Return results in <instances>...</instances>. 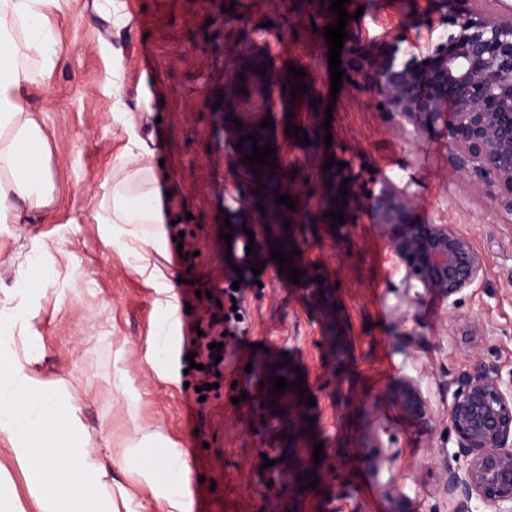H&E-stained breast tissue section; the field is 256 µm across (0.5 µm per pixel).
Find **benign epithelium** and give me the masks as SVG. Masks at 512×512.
I'll use <instances>...</instances> for the list:
<instances>
[{
  "instance_id": "7a95c632",
  "label": "benign epithelium",
  "mask_w": 512,
  "mask_h": 512,
  "mask_svg": "<svg viewBox=\"0 0 512 512\" xmlns=\"http://www.w3.org/2000/svg\"><path fill=\"white\" fill-rule=\"evenodd\" d=\"M457 32L448 36L423 65L398 58L399 48L364 57L356 43L345 66L356 84L370 86L378 105L419 138L439 129L448 140V168L485 196L497 211L512 217V7L502 0H441ZM346 176L370 221L390 234L403 271L401 299L412 304L420 291L452 298L473 287L485 272V259L468 234L452 224L412 223V183L389 177L366 178L348 164ZM246 233L231 232V255L249 266L260 251L241 258L238 244ZM448 405L463 469L448 467L450 512H472L478 501L491 512H512V383L500 367L478 356L458 381ZM400 407L421 428L434 420L419 382L403 378L397 386ZM376 468L395 455L379 436L369 444Z\"/></svg>"
}]
</instances>
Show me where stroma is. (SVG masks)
<instances>
[{
    "label": "stroma",
    "instance_id": "35a3bbf8",
    "mask_svg": "<svg viewBox=\"0 0 512 512\" xmlns=\"http://www.w3.org/2000/svg\"><path fill=\"white\" fill-rule=\"evenodd\" d=\"M358 4L363 13L346 32L369 56L395 47L401 58L422 60L454 30L437 0ZM118 5L117 24L95 0H58L60 60L26 101L51 149L52 201L0 233V292L18 276L10 258L35 236L59 244L45 263L78 270L47 286L33 307L43 338L33 376L74 398L99 450L122 447L137 426L158 433L155 455L175 444L187 464L191 512H448L447 468L465 464L448 420V382L474 355L512 378V223L449 170L441 133L417 138L401 129L368 87L346 82L331 94L323 29L337 15L327 0ZM294 66L309 88L296 100L286 89ZM225 93L228 110L217 104ZM116 110L132 125L113 118ZM291 124L308 145L288 137ZM258 128L281 157L278 185L295 209L280 210L243 161L252 144L240 136ZM133 132L152 153L170 237L156 263L174 280L178 306L175 335L151 358L146 348L162 322L158 295L93 219ZM329 158L411 182L414 223L468 233L485 257L479 284L452 301L425 292L400 302L393 288L402 273L389 239L365 211L340 228L329 217L307 220L331 179L321 166ZM288 220L305 227L301 246L318 285L291 283L272 260L249 275L239 294L246 332L238 359L225 367L218 395L196 404L184 336L221 314V288L238 278L224 252V225L262 233L266 250L279 251ZM473 318L480 328L470 340L462 325ZM410 333L412 345L403 340ZM279 376L289 387L276 395ZM405 377L419 380L428 397L432 430L404 416L396 387ZM304 393L314 405L301 402ZM376 434L396 455L392 471L369 465Z\"/></svg>",
    "mask_w": 512,
    "mask_h": 512
}]
</instances>
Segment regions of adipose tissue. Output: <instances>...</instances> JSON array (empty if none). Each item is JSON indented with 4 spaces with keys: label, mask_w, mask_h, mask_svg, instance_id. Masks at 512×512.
I'll return each instance as SVG.
<instances>
[{
    "label": "adipose tissue",
    "mask_w": 512,
    "mask_h": 512,
    "mask_svg": "<svg viewBox=\"0 0 512 512\" xmlns=\"http://www.w3.org/2000/svg\"><path fill=\"white\" fill-rule=\"evenodd\" d=\"M56 2L0 0V230L22 223L25 211L45 208L51 200L47 139L25 100L37 76L59 60L50 14ZM144 154L142 140L131 136L112 192L94 219L127 252L132 269L167 294L172 285L152 260L164 249L166 230ZM52 247L51 241L32 238L28 252L17 258L21 276L15 288L0 299V444L25 474L38 512H143L144 503L123 485L107 491L115 464L153 485L164 512H190L179 454L155 461L149 447L156 436L139 428L123 447L101 454L68 394L29 374L41 343L29 302L57 276L41 264Z\"/></svg>",
    "instance_id": "obj_1"
}]
</instances>
